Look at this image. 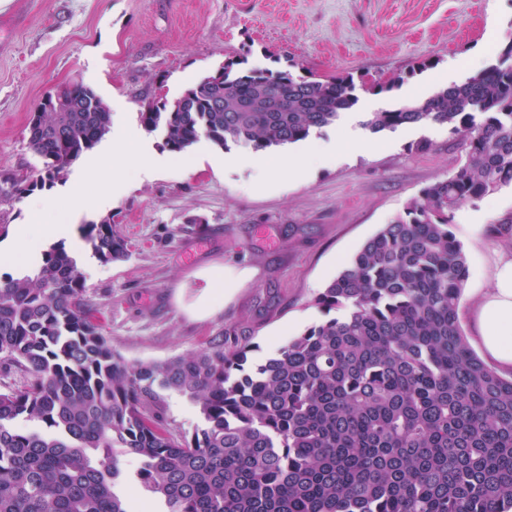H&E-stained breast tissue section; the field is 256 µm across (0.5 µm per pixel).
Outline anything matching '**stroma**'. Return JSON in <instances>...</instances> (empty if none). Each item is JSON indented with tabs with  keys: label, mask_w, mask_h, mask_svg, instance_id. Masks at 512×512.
Returning a JSON list of instances; mask_svg holds the SVG:
<instances>
[{
	"label": "stroma",
	"mask_w": 512,
	"mask_h": 512,
	"mask_svg": "<svg viewBox=\"0 0 512 512\" xmlns=\"http://www.w3.org/2000/svg\"><path fill=\"white\" fill-rule=\"evenodd\" d=\"M512 44V0H0V181L32 175L28 123L42 96L80 81L118 112L125 151L148 149L162 167L130 180L111 219L130 256L104 263L79 253L84 302L102 333L130 361L161 362L201 347L226 325L251 328L250 358L261 361L322 320L314 300L361 245L426 185L447 178L464 150L434 123L370 133L364 113L418 102L435 91L432 72L460 83ZM248 67L303 65L318 75L352 74L357 105L308 140L263 152L266 163L299 160L310 144L328 156L282 183L257 186L254 152L199 140L181 153L146 132L150 101L174 100L231 57ZM398 89L375 93L376 82ZM429 149L420 151L419 141ZM452 230L469 275L459 319L477 347L473 306L489 288L495 252L512 246V188L465 203ZM248 269L250 280L204 321L175 300L194 294L193 271L213 263Z\"/></svg>",
	"instance_id": "35a3bbf8"
}]
</instances>
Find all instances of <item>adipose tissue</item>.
Masks as SVG:
<instances>
[{
    "mask_svg": "<svg viewBox=\"0 0 512 512\" xmlns=\"http://www.w3.org/2000/svg\"><path fill=\"white\" fill-rule=\"evenodd\" d=\"M60 201L68 215L67 223L45 220L18 225L12 242L0 247V267L14 266L40 255L50 240L66 238L72 247H79L81 241L75 232V221L105 204L104 199L92 200L78 191L62 194ZM196 277L202 280V288L190 300L181 301L180 306L189 317L206 320L223 310L225 296L247 280L248 274L213 264L197 271ZM489 279L491 289L476 303L478 341L486 359L498 371L512 373V252L498 257Z\"/></svg>",
    "mask_w": 512,
    "mask_h": 512,
    "instance_id": "ef3b65f1",
    "label": "adipose tissue"
}]
</instances>
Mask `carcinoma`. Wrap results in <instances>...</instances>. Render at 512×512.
<instances>
[{"mask_svg":"<svg viewBox=\"0 0 512 512\" xmlns=\"http://www.w3.org/2000/svg\"><path fill=\"white\" fill-rule=\"evenodd\" d=\"M231 59L180 98L139 112L181 153L205 138L255 152L294 144L358 101L353 76L296 75ZM43 99L28 146L42 161L13 182L52 186L109 132L93 88ZM432 122L462 136L466 160L420 190L366 240L315 304L328 319L248 366L241 325L160 363L129 362L82 303L85 278L64 248L31 275L0 277V512H130L117 449L159 512H512V377L469 348L458 317L468 277L454 210L512 186V44L465 83L420 104L370 112L374 133ZM104 262L128 258L117 225L86 224ZM205 427L176 436L164 393ZM20 420L36 426L23 429Z\"/></svg>","mask_w":512,"mask_h":512,"instance_id":"1","label":"carcinoma"}]
</instances>
